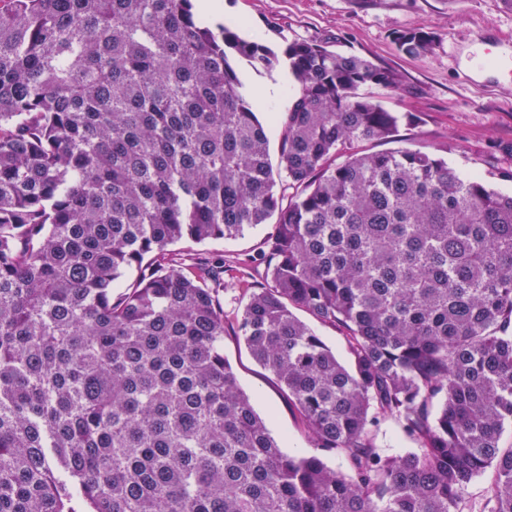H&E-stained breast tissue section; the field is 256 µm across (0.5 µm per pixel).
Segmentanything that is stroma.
Segmentation results:
<instances>
[{"mask_svg": "<svg viewBox=\"0 0 512 512\" xmlns=\"http://www.w3.org/2000/svg\"><path fill=\"white\" fill-rule=\"evenodd\" d=\"M221 21H234L239 35L274 50L294 40L315 41L328 49L367 58L397 72L396 89L365 88L386 110L403 115L387 141L353 143L356 151L382 153L421 150L447 159L459 172L512 193V10L502 0H223ZM424 27L439 41L431 54L408 56L395 32ZM245 91L258 97L281 84L279 97L262 100L260 120L268 129L269 152L277 154L278 123L297 90L287 66L266 72L237 64ZM414 122H406V115ZM273 230L261 224L234 239L203 244L185 239L179 249L223 261L232 277L261 281L264 268L240 267L258 255ZM224 356L243 391L266 419L272 435L292 455L310 453L298 415L276 379L262 368L236 336L224 333Z\"/></svg>", "mask_w": 512, "mask_h": 512, "instance_id": "1", "label": "stroma"}]
</instances>
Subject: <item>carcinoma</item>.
Returning <instances> with one entry per match:
<instances>
[{
	"label": "carcinoma",
	"instance_id": "carcinoma-1",
	"mask_svg": "<svg viewBox=\"0 0 512 512\" xmlns=\"http://www.w3.org/2000/svg\"><path fill=\"white\" fill-rule=\"evenodd\" d=\"M394 41L427 55L438 37ZM232 54L284 59L298 84L277 174ZM399 83L212 28L191 0H0V512L76 495L85 512H512V194L421 151L335 163L394 137L402 116L360 90ZM272 218L264 281H238L230 319L224 264L171 246ZM293 306L342 333L348 363ZM230 321L310 454L240 388ZM385 421L414 448H380Z\"/></svg>",
	"mask_w": 512,
	"mask_h": 512
}]
</instances>
